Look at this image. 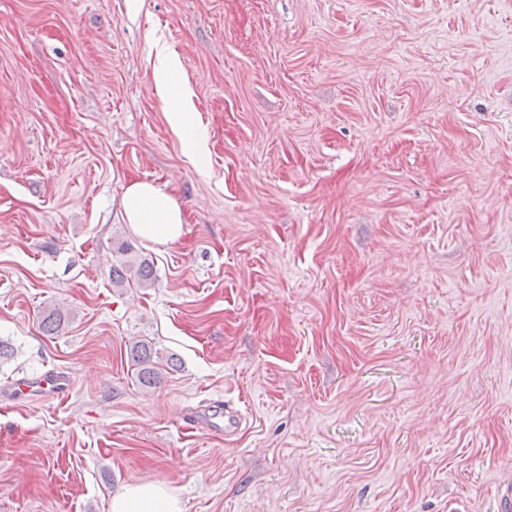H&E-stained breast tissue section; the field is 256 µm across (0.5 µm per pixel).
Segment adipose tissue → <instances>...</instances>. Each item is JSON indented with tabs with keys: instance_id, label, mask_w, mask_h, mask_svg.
<instances>
[{
	"instance_id": "obj_1",
	"label": "adipose tissue",
	"mask_w": 512,
	"mask_h": 512,
	"mask_svg": "<svg viewBox=\"0 0 512 512\" xmlns=\"http://www.w3.org/2000/svg\"><path fill=\"white\" fill-rule=\"evenodd\" d=\"M153 77L164 93V103L174 129L197 161H204L207 145L195 122L187 89L179 76L181 59L161 43L153 44ZM122 217L141 237L160 244L177 241L182 232V210L163 188L148 181L129 184L121 200ZM111 512H182L179 498L156 483L127 488L112 501Z\"/></svg>"
}]
</instances>
